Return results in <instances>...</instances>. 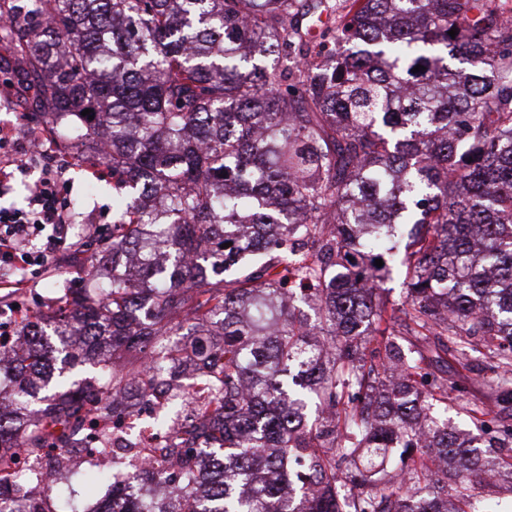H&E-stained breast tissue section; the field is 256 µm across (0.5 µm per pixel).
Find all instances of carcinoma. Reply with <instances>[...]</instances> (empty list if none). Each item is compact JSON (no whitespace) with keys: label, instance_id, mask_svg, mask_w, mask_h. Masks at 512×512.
<instances>
[{"label":"carcinoma","instance_id":"carcinoma-1","mask_svg":"<svg viewBox=\"0 0 512 512\" xmlns=\"http://www.w3.org/2000/svg\"><path fill=\"white\" fill-rule=\"evenodd\" d=\"M37 2L0 10V32L39 82V122L107 146L90 163L112 169V242L53 339L21 324L0 489L14 449L76 448L131 380L157 389L107 372L110 354L159 347L182 317L206 327L191 348L214 407L161 448L179 474L143 473L167 497L114 489L105 512H476L512 455L475 454L433 414L456 381L419 369L446 339L466 366L478 336L512 405V0ZM79 363L99 382L68 383ZM427 454L454 468V503Z\"/></svg>","mask_w":512,"mask_h":512}]
</instances>
